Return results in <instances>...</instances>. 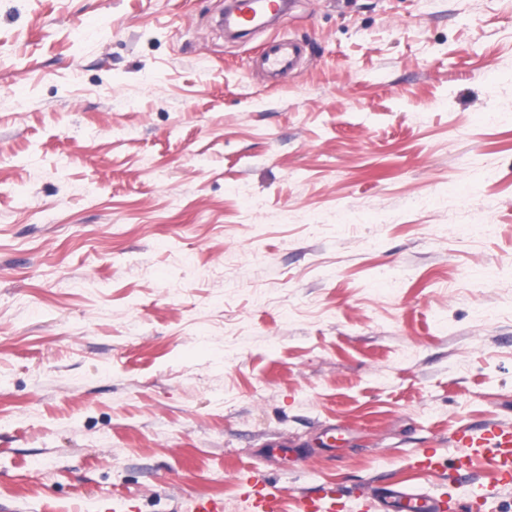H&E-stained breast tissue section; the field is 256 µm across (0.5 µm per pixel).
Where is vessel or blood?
<instances>
[{"mask_svg": "<svg viewBox=\"0 0 512 512\" xmlns=\"http://www.w3.org/2000/svg\"><path fill=\"white\" fill-rule=\"evenodd\" d=\"M280 9V0H233L224 15V24L242 32ZM264 62L278 78L287 79L297 62L293 40H271L265 48ZM451 441L456 454L449 481L471 476L475 464L480 463L493 472L496 487L512 486L511 422L490 421L480 426H462L453 432ZM371 497L383 501L388 512H482L483 507V498L479 495L469 496L464 501H452L440 495H425L384 482L373 486ZM297 505L299 512H336V490L319 487L298 497ZM250 506L252 512H285L282 499L261 487L253 489Z\"/></svg>", "mask_w": 512, "mask_h": 512, "instance_id": "1", "label": "vessel or blood"}]
</instances>
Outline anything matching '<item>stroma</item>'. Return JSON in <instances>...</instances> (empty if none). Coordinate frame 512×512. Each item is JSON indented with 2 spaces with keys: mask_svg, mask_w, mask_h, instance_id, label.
Segmentation results:
<instances>
[{
  "mask_svg": "<svg viewBox=\"0 0 512 512\" xmlns=\"http://www.w3.org/2000/svg\"><path fill=\"white\" fill-rule=\"evenodd\" d=\"M223 10L0 0V512H365L512 421V0ZM284 1L277 0H234L232 7L225 12L224 28L230 26L238 31H247L256 26L264 16L276 14ZM296 46L291 39H273L264 52V63L278 78L285 80L296 67ZM251 494L250 506L253 512H285V505L279 497L265 491L263 487H257L254 483ZM336 489L320 486L316 491L304 493L297 499L300 512H335Z\"/></svg>",
  "mask_w": 512,
  "mask_h": 512,
  "instance_id": "35a3bbf8",
  "label": "stroma"
}]
</instances>
